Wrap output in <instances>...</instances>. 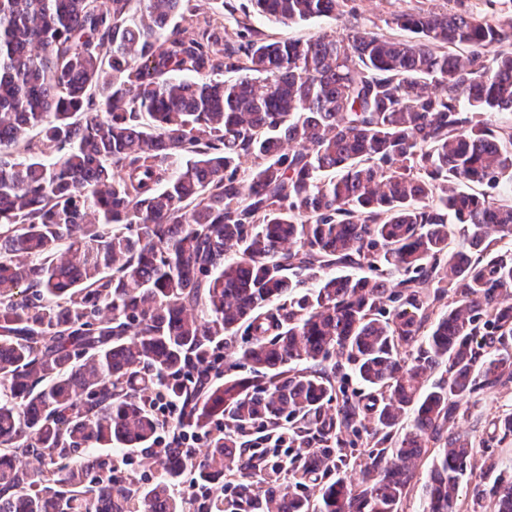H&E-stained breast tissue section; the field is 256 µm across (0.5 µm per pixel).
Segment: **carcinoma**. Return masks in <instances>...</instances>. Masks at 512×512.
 Masks as SVG:
<instances>
[{"label":"carcinoma","instance_id":"carcinoma-1","mask_svg":"<svg viewBox=\"0 0 512 512\" xmlns=\"http://www.w3.org/2000/svg\"><path fill=\"white\" fill-rule=\"evenodd\" d=\"M140 2L0 0V512H187L188 477L207 512H399L431 444L422 512L476 467V504L512 512V459L455 430L512 379V17L242 47ZM162 399L200 459L156 447ZM259 429L284 451L244 457ZM362 429L391 446L323 481ZM100 448L152 449L157 479Z\"/></svg>","mask_w":512,"mask_h":512}]
</instances>
